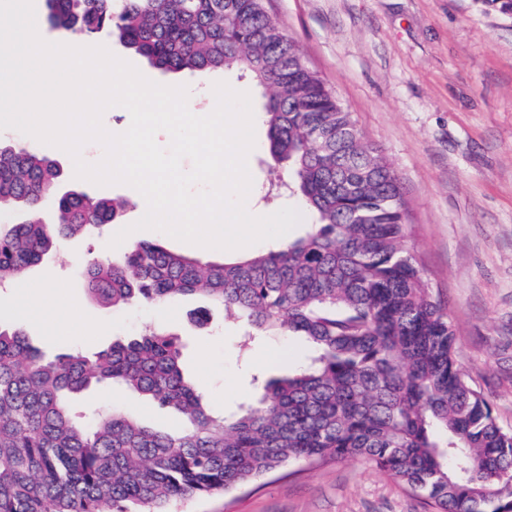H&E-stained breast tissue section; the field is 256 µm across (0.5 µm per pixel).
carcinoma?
Wrapping results in <instances>:
<instances>
[{"mask_svg": "<svg viewBox=\"0 0 512 512\" xmlns=\"http://www.w3.org/2000/svg\"><path fill=\"white\" fill-rule=\"evenodd\" d=\"M82 37L105 33L163 72L238 71L265 91L268 150L317 223L274 251L203 262L134 242L82 277L105 307L201 294L244 340L303 337L288 376L214 414L181 369V337L153 330L91 356L46 358L0 324V512H141L227 493L291 462L362 459L436 512H512V431L454 357L448 309L402 245L400 179L305 63L265 0H51ZM0 282L22 278L62 236L116 221L126 203L64 188L57 163L0 144ZM129 389L186 419L178 433L117 411L76 416L69 396Z\"/></svg>", "mask_w": 512, "mask_h": 512, "instance_id": "1", "label": "carcinoma"}]
</instances>
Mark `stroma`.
<instances>
[{
  "mask_svg": "<svg viewBox=\"0 0 512 512\" xmlns=\"http://www.w3.org/2000/svg\"><path fill=\"white\" fill-rule=\"evenodd\" d=\"M271 15L308 65L353 112L367 141L397 172L405 203L404 242L419 259L434 296L448 309L455 354L512 431V17L480 0H266ZM147 79L165 85L225 82L249 93L261 112L262 88L231 72L165 73L126 51ZM0 142L35 148L60 164L66 185L127 201L117 224L95 238L71 237L21 282L0 287V322L23 331L48 355L96 351L113 339L153 329L183 335V368L215 411L249 404L255 374L284 373L301 361L296 337L267 335L244 348L242 324L196 295L161 306L109 310L92 300L80 271L92 253L121 258L110 248L118 228L135 223L145 200L130 186H97L75 178L65 151L9 129ZM252 190L265 204L284 165L268 151L250 168ZM76 408H116L153 427L176 417L133 393L82 395ZM168 512H434L420 496L362 460L289 464L283 471L230 493L172 502Z\"/></svg>",
  "mask_w": 512,
  "mask_h": 512,
  "instance_id": "stroma-1",
  "label": "stroma"
}]
</instances>
